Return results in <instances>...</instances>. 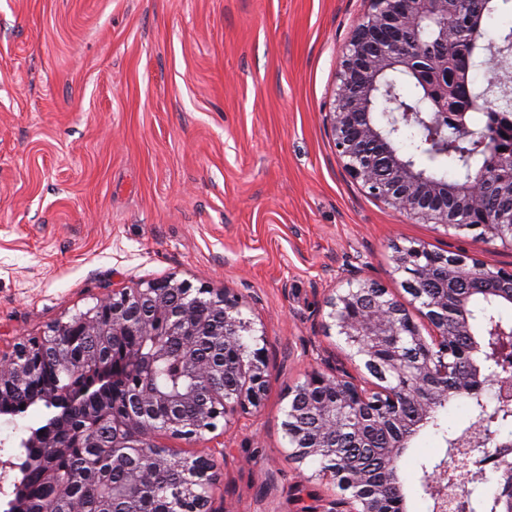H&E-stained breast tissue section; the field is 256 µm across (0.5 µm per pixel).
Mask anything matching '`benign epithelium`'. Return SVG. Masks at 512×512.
<instances>
[{
    "instance_id": "obj_1",
    "label": "benign epithelium",
    "mask_w": 512,
    "mask_h": 512,
    "mask_svg": "<svg viewBox=\"0 0 512 512\" xmlns=\"http://www.w3.org/2000/svg\"><path fill=\"white\" fill-rule=\"evenodd\" d=\"M459 4L460 0H371V10L344 46L327 123L343 170L371 197L425 223L476 231L487 243L498 239L511 246L512 142H503L496 126L484 124L491 152L486 166L497 175L498 191L492 199L484 178L436 181L397 148L403 126L412 118L433 137L460 139L472 131L467 113L492 110L489 101L472 102L463 109L456 105L464 98L465 80L453 53L467 56V49L457 48L458 34L478 28L488 0H477L465 12ZM402 75L419 87L424 111L408 112L399 102L394 84ZM392 250L394 272L403 274L404 291L425 309L432 342L388 290L362 277L361 271H350L344 278L346 288L325 301V329L343 339L350 357L359 359L379 384L364 389L331 366L308 372L291 391L283 422L285 436L293 443L288 457L296 463L321 454L333 432L344 431L364 442L374 428L399 426L401 407L410 397L418 401V414L425 420L434 405L448 402L450 394L495 385L496 406L512 412V374H492L483 360H473L475 353L489 350L497 367L512 369V339L503 335L494 341L484 330L476 333L467 298L450 309L446 296L423 297L425 282L440 265L450 280L464 276L505 288H512V270H491L477 260L469 263L462 256L413 242L395 241ZM245 307L243 299L226 290L195 288L174 276L114 288L86 311L0 353V414L12 415L19 406L38 402L57 411L88 395L83 386L86 376L110 375L116 389L112 409L102 406L73 428L83 447L93 449L99 460L112 457L135 486L150 485L158 471L177 469L182 480L174 490L175 512H216L218 458H226L227 449L187 456L158 443L156 436L199 439L215 430L219 421L227 425L261 406L268 390L269 361L265 347L245 352L240 346V337L252 331L251 322L243 317ZM477 334L480 339H473ZM161 339L183 344L181 368L195 385L173 394L153 388L154 363L170 356ZM50 371L63 372L66 379L39 399L22 393ZM448 376L453 380L438 383ZM475 443L493 464L498 490L492 510H474L469 502L465 510L512 512V465L487 450L492 444L507 448L512 443L493 438L478 421L452 441V447L471 448ZM69 450V441L41 435L37 429L21 439L16 460H0V480L14 473L12 491L0 501V512H30L34 456L53 500L70 502L73 482L57 469L58 459ZM458 469L456 457L454 465L443 463L425 473L435 512H448V503L459 500L457 493L448 497ZM322 477L349 493L329 501L323 512L404 510L403 498L387 501L366 473L346 460L332 464Z\"/></svg>"
}]
</instances>
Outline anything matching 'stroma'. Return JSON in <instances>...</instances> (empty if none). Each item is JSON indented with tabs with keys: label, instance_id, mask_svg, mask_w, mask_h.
<instances>
[{
	"label": "stroma",
	"instance_id": "35a3bbf8",
	"mask_svg": "<svg viewBox=\"0 0 512 512\" xmlns=\"http://www.w3.org/2000/svg\"><path fill=\"white\" fill-rule=\"evenodd\" d=\"M370 0H0V349L120 286L176 276L228 289L268 338L261 409L179 444L229 447L228 512L320 506L282 427L289 391L321 358L358 377L324 302L362 269L430 328L393 271L392 240L512 267V247L396 212L341 168L327 128L341 51ZM47 411L0 415L7 459ZM423 430L399 460L408 512H432Z\"/></svg>",
	"mask_w": 512,
	"mask_h": 512
}]
</instances>
